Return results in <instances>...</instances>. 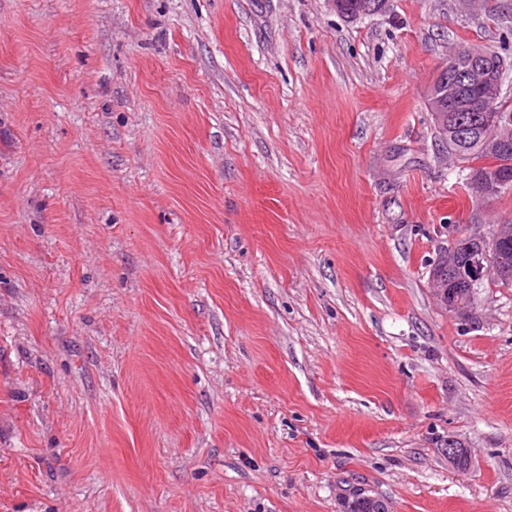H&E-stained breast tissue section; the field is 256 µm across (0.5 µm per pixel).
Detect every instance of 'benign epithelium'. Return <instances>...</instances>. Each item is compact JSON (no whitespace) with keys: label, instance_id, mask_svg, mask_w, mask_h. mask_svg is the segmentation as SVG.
Returning a JSON list of instances; mask_svg holds the SVG:
<instances>
[{"label":"benign epithelium","instance_id":"7a95c632","mask_svg":"<svg viewBox=\"0 0 512 512\" xmlns=\"http://www.w3.org/2000/svg\"><path fill=\"white\" fill-rule=\"evenodd\" d=\"M487 59L485 51L479 47L473 48L467 55L465 66L452 72L448 82L433 84L431 95L438 111H472L471 104L463 97V91L473 88L481 90L482 99L488 107L504 95L503 74L505 68L499 67V73L496 74L490 70ZM461 129L495 146L500 143L506 144L512 140L509 137V130L512 129V126L506 123L502 124L487 115L475 123L462 124ZM470 236L479 243V249L468 265L454 273V282L474 288L496 271L493 249L498 246V240L487 238L480 224L471 225Z\"/></svg>","mask_w":512,"mask_h":512}]
</instances>
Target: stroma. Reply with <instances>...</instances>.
I'll list each match as a JSON object with an SVG mask.
<instances>
[{"instance_id": "35a3bbf8", "label": "stroma", "mask_w": 512, "mask_h": 512, "mask_svg": "<svg viewBox=\"0 0 512 512\" xmlns=\"http://www.w3.org/2000/svg\"><path fill=\"white\" fill-rule=\"evenodd\" d=\"M512 0H0V512H512V288L426 94ZM472 465L448 464V437ZM458 233L460 234V238L456 243L451 244L449 241H445L446 247H439L434 266L431 267L429 271V277L432 273V275L436 277H443L448 280V267L456 268L463 266L468 261V249L479 247L475 256L470 260V263L467 266L459 268L454 273L455 279L453 282L463 283L468 287L475 288L482 284L491 273L496 272L497 261L498 265L506 271V275L497 279H491L490 281L494 284L496 283V285L512 288V224H497L496 230L491 234V236L499 234L504 239L496 253V261L491 250H494L499 242L497 239H488L482 229V225L473 224L471 225L470 231V236L475 239L479 245L477 242L469 240L468 227L461 228L458 230ZM432 283L435 287L433 291L438 302H440L441 306L449 315L468 318L457 315H465L472 312L477 300L478 288L471 289L465 285L450 288L449 290L453 292L454 299L452 294L446 292L444 288H440L435 281H432ZM482 285H480L479 288H481ZM370 491L356 489L343 497V512H372L367 508L368 499L374 500L377 504L375 512H389L388 503L380 497L369 494ZM386 509V510H385Z\"/></svg>"}]
</instances>
